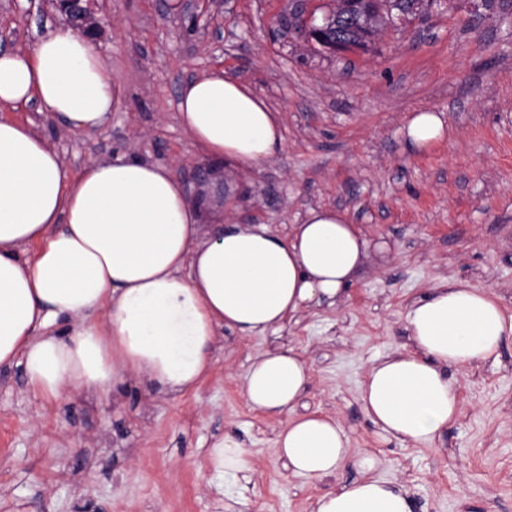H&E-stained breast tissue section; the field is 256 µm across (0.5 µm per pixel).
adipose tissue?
Returning a JSON list of instances; mask_svg holds the SVG:
<instances>
[{
    "instance_id": "adipose-tissue-1",
    "label": "adipose tissue",
    "mask_w": 512,
    "mask_h": 512,
    "mask_svg": "<svg viewBox=\"0 0 512 512\" xmlns=\"http://www.w3.org/2000/svg\"><path fill=\"white\" fill-rule=\"evenodd\" d=\"M37 101L65 126L92 130L117 104L111 70L89 40L67 30L0 53V106ZM178 118L202 154L254 169L283 147L279 116L223 69L202 72L178 98ZM404 136L422 151L446 138L434 111L408 116ZM169 167L119 156L72 174L32 123L0 117V366H22L34 397L126 383L174 394L209 374L218 332L262 336L303 311L336 304L371 244L345 213L308 210L280 235L265 224L207 223ZM410 348L375 361L359 399L381 441L430 446L460 407L448 367L497 358L512 334L490 292L442 282L405 313ZM310 380L293 350L253 357L243 394L283 416L275 448L288 472L336 476L350 453L339 419L296 407ZM215 470L245 476V448L213 443ZM360 480L316 499L312 512H413L403 484L379 477L381 459L358 456Z\"/></svg>"
}]
</instances>
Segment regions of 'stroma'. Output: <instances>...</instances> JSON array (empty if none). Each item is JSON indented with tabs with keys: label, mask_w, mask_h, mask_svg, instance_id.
Masks as SVG:
<instances>
[{
	"label": "stroma",
	"mask_w": 512,
	"mask_h": 512,
	"mask_svg": "<svg viewBox=\"0 0 512 512\" xmlns=\"http://www.w3.org/2000/svg\"><path fill=\"white\" fill-rule=\"evenodd\" d=\"M291 0H197L213 16L190 26L171 0H91L107 24L94 45L118 84L119 103L91 131L70 129L37 103L0 110L32 121L72 172L126 155L170 166L193 197L228 224L279 233L309 209L347 214L387 246L340 303L305 311L275 333L220 332L213 368L193 393L140 385L101 399L80 389L36 398L22 368H0V502L25 512H310L311 502L359 477L347 461L313 483L286 471L274 448L278 421L247 405L243 378L258 352L294 348L311 383L299 411L339 418L352 453L370 450L379 476L406 485L416 512H512V335L498 358L464 370L460 414L442 440L405 448L380 442L359 388L374 359L408 343V302L443 278L496 296L512 315V0H436L387 27L365 53L329 54L297 30L272 29ZM47 0H0V50L66 28ZM214 67L279 111L283 148L260 168L216 169L178 120L182 85ZM441 113L449 136L415 152L410 113ZM233 434L250 456L251 483L216 472L212 443Z\"/></svg>",
	"instance_id": "1"
}]
</instances>
